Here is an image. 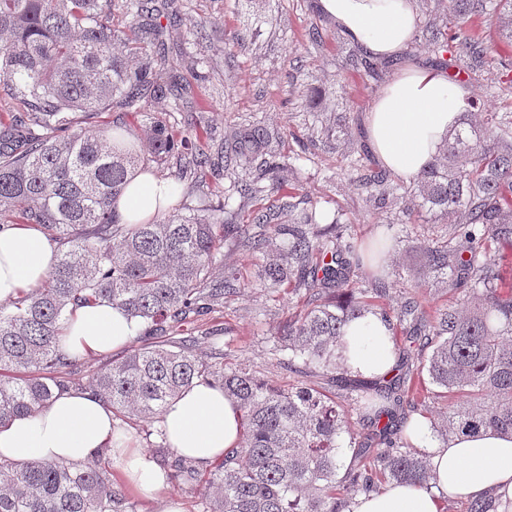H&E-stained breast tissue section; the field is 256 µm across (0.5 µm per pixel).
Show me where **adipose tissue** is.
I'll use <instances>...</instances> for the list:
<instances>
[{
	"label": "adipose tissue",
	"instance_id": "1",
	"mask_svg": "<svg viewBox=\"0 0 512 512\" xmlns=\"http://www.w3.org/2000/svg\"><path fill=\"white\" fill-rule=\"evenodd\" d=\"M322 14L374 57L399 54L417 27L416 0H318ZM469 95L448 72L416 64L405 66L378 96L366 118V132L380 162L393 173L413 178L441 150ZM174 191L171 182L149 173L130 177L114 208L124 223L161 216ZM56 261L53 245L33 224L0 231V302L39 288ZM144 325L110 301L77 307L63 333L72 356L102 354L125 347ZM346 370L380 376L395 363L387 324L368 311L352 320L338 349ZM158 428L169 448L208 466L241 441L240 412L223 389L196 383L163 412ZM414 444L425 452L431 490L393 483L360 497L354 512H445L450 500L488 494L512 503V436L488 431L474 438L453 437L439 445L425 417L412 424ZM112 460L127 489L147 500H162V512H184L180 501L163 498L166 473L154 457L121 431L111 409L88 390L57 392L44 408L0 425V461L30 460L83 464L101 449Z\"/></svg>",
	"mask_w": 512,
	"mask_h": 512
}]
</instances>
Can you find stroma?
Listing matches in <instances>:
<instances>
[{
    "label": "stroma",
    "mask_w": 512,
    "mask_h": 512,
    "mask_svg": "<svg viewBox=\"0 0 512 512\" xmlns=\"http://www.w3.org/2000/svg\"><path fill=\"white\" fill-rule=\"evenodd\" d=\"M179 4L180 22L165 37V51L201 59L208 78L189 80L184 107L174 115L173 133L192 129L202 120L219 136L247 120L287 128L291 136L283 150L290 165L282 174L284 183L299 188L318 208L338 215L351 237L370 238L380 224L389 225L390 236L397 239L409 235L423 241L442 231L441 223L417 213L411 223H399L402 202L375 207L356 186L355 172L341 164L340 154L348 142L366 143V116L383 85L367 80L363 72L343 68L353 42L317 10L315 0H179ZM203 21L208 28L205 39L199 40L193 31ZM315 26L328 33L319 47L307 37ZM463 33L491 47L480 66L470 67L456 47L435 54L420 36L414 39L415 62L435 68L447 63L470 90L466 111L512 112V43L487 18L469 19ZM236 36L244 37L246 47L227 55L224 44ZM342 111L350 114L351 140L324 142L320 118ZM224 262L239 269L252 289L181 326L177 337H195L197 351L206 354L210 351L206 331L224 327L225 366L244 364L259 378L282 387L303 381V374L287 368V354L274 350L275 336L289 317L302 312L303 298L285 288L272 293L258 287L262 257L229 241L224 244Z\"/></svg>",
    "instance_id": "1"
}]
</instances>
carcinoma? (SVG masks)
Instances as JSON below:
<instances>
[{
  "label": "carcinoma",
  "mask_w": 512,
  "mask_h": 512,
  "mask_svg": "<svg viewBox=\"0 0 512 512\" xmlns=\"http://www.w3.org/2000/svg\"><path fill=\"white\" fill-rule=\"evenodd\" d=\"M115 0H0V88L27 109L0 129V217L36 224L57 247L58 259L42 287L0 306V424L45 407L59 390L84 387L112 407L114 416L156 419L170 401L201 381L224 388L239 408L242 438L208 472L176 458L171 477L191 486L204 483V512H348L357 497L378 483H406L425 490L426 458L412 442L405 405L408 382L418 373L448 399V416L434 429L443 442L492 430L512 433V260L493 258L492 246L512 249V113L468 116L448 130L439 155L411 188L386 171L366 168L367 148L343 155L359 185L377 205L410 192L414 206L448 221L445 232L404 251L419 258L423 282L463 292L465 304L427 308L412 292L395 311L380 315L409 346L430 354L417 366L397 360L391 375L351 383L354 403L365 412L367 436L379 447L358 446L356 463L345 464V440H354L348 409L327 386L301 383L284 390L257 378L247 366L224 369L216 328L208 332L213 351L202 356L191 340H171L176 326L224 306L249 287L239 271L224 265L221 243L266 257L259 271L264 288L288 283L307 309L289 318L276 350L302 360L299 372L329 368L345 327L375 310L389 283L374 267L368 249L345 236L344 225L282 188L274 172L288 167L281 152L284 131L248 123L221 138L175 136L167 120L149 112L151 102L170 99L181 111L182 71L200 61L157 57L161 12L175 20L178 0H120L130 17L112 28ZM489 15L512 42V0H450L452 22ZM437 54L448 51V26L429 24ZM472 61L483 60L485 44L461 42ZM375 80L384 63L358 60ZM145 118L141 126L120 122L111 133L82 122L105 110ZM179 160L174 197L187 212L124 224L116 198L133 172L147 164ZM228 182L218 209L204 204L205 186ZM275 197L258 207L249 224L236 223L230 204ZM199 205L192 206L190 198ZM290 223H279L281 214ZM107 299L141 319L157 342L129 350L96 369L82 385L61 375L78 358L60 347L71 307ZM108 451L86 464L0 461V512H136L122 485L113 481ZM492 496L472 500L467 512H498Z\"/></svg>",
  "instance_id": "carcinoma-1"
}]
</instances>
